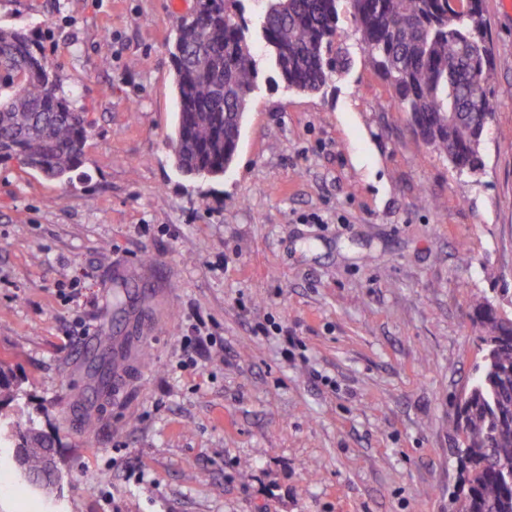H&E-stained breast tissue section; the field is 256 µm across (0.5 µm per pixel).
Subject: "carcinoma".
<instances>
[{"mask_svg": "<svg viewBox=\"0 0 512 512\" xmlns=\"http://www.w3.org/2000/svg\"><path fill=\"white\" fill-rule=\"evenodd\" d=\"M244 0H196L176 27L171 65L177 122L175 168L189 178H220L234 161L258 71ZM259 33L291 91L321 92L342 70L339 8L353 16L361 49L395 92L414 131L460 171L484 170V119L494 110L493 50L483 0H256ZM25 74L22 96L14 72ZM0 161H16L50 180L71 181L84 163L88 123L74 96L60 89L56 68L27 34L0 28ZM481 361L467 401L458 407L460 512H512V317L489 302L474 307ZM112 348L93 368L90 386H112ZM13 373L0 364V403ZM13 447L43 486L52 441L16 425Z\"/></svg>", "mask_w": 512, "mask_h": 512, "instance_id": "1", "label": "carcinoma"}]
</instances>
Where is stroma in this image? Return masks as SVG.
<instances>
[{
    "instance_id": "obj_1",
    "label": "stroma",
    "mask_w": 512,
    "mask_h": 512,
    "mask_svg": "<svg viewBox=\"0 0 512 512\" xmlns=\"http://www.w3.org/2000/svg\"><path fill=\"white\" fill-rule=\"evenodd\" d=\"M193 3L0 0L90 125L72 183L0 162V364L18 381L0 512H456L473 308L512 316V10L484 0L481 175L415 135L344 7L345 69L301 94L258 53L231 169L190 179L168 46ZM197 317L214 341L177 369ZM269 319L292 360L253 335ZM136 334L112 390L89 392L90 340ZM14 423L55 439L61 492L24 487Z\"/></svg>"
}]
</instances>
